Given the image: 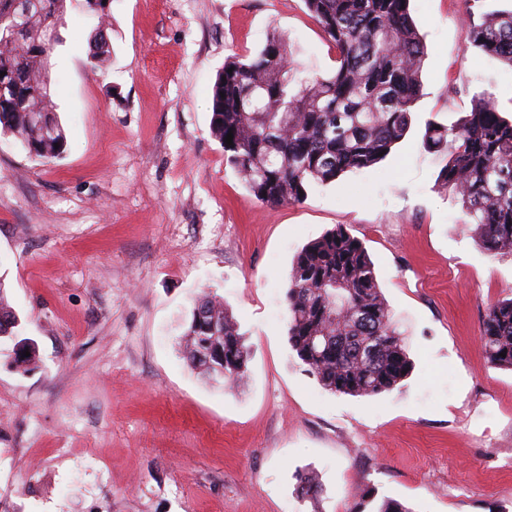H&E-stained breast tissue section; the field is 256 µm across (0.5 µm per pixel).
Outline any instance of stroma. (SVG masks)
<instances>
[{"label": "stroma", "mask_w": 512, "mask_h": 512, "mask_svg": "<svg viewBox=\"0 0 512 512\" xmlns=\"http://www.w3.org/2000/svg\"><path fill=\"white\" fill-rule=\"evenodd\" d=\"M473 0H411L423 96L379 164L259 202L210 134L226 60L284 33L297 67L336 52L303 0H112V62L69 0L50 70L66 133L42 163L0 137V283L34 341L28 372L0 340V512H355L363 490L414 512H512V370L479 340L512 297V257L486 255L422 144L492 92L512 119V67L466 48ZM344 228L366 247L414 362L400 388L337 395L288 345L296 253ZM223 297L250 349L239 386L179 354L201 292ZM278 317H271V309ZM311 472L318 501L296 493Z\"/></svg>", "instance_id": "1"}]
</instances>
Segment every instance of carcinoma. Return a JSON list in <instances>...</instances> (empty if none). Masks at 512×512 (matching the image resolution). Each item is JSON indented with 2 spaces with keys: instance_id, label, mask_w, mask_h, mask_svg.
Wrapping results in <instances>:
<instances>
[{
  "instance_id": "1",
  "label": "carcinoma",
  "mask_w": 512,
  "mask_h": 512,
  "mask_svg": "<svg viewBox=\"0 0 512 512\" xmlns=\"http://www.w3.org/2000/svg\"><path fill=\"white\" fill-rule=\"evenodd\" d=\"M25 2L31 8L24 36L14 37L9 23L0 22V136L51 162L65 152L66 133L50 94L55 44L41 34L59 26L67 0ZM83 2L98 19L87 52L97 70L112 57L105 26L112 0ZM303 2L336 49L330 76L302 74L287 39L272 33L251 60L225 63L212 89L211 135L255 198L271 208L298 203L313 185L377 164L410 131L423 96L426 51L409 0ZM465 33L467 46L512 67V10L470 11ZM423 146L448 153L440 181L476 225L480 248L512 256V121L499 115L493 96L476 94L468 115L451 126L426 123ZM286 303L288 344L325 390L368 398L411 375L413 361L370 255L347 231H330L295 255ZM18 321L0 282V338L18 335ZM480 341L492 365L512 370V299L488 308ZM180 351L188 367L210 381L226 386L246 376L245 339L224 299L211 292L195 299ZM36 362L35 346L17 341L14 367L28 371ZM297 479L301 498L320 495L315 477L299 473ZM361 500L372 505L370 512H412L392 498L376 503L368 491Z\"/></svg>"
}]
</instances>
